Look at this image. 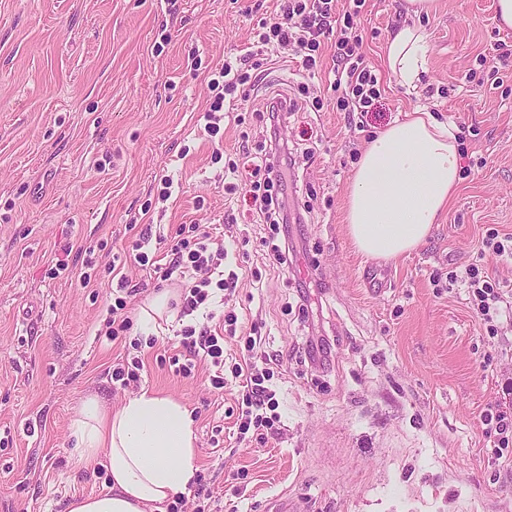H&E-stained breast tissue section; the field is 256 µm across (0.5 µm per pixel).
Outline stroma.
<instances>
[{"label": "stroma", "instance_id": "35a3bbf8", "mask_svg": "<svg viewBox=\"0 0 512 512\" xmlns=\"http://www.w3.org/2000/svg\"><path fill=\"white\" fill-rule=\"evenodd\" d=\"M494 2L437 0L422 21L427 70L411 91L385 63L402 0H366L354 24L381 90L367 116L337 110L326 39L309 83L324 106L290 113L283 130L301 151L294 187L306 213L289 226L298 251L281 267L269 254L283 236L258 223L248 192L226 191L213 155L256 153L255 111L270 91L298 96L297 57L260 75L244 123L225 120L223 140L203 130L211 73L257 50L258 24L276 18L279 0H0V512H67L73 498L103 492V466H73L70 418L86 396L116 407L141 387L190 410L212 512H268L283 493L305 512H512V458L497 455L483 423L498 402L512 411V259L478 253L487 228L512 235V30L496 26ZM417 110L454 123L460 189L422 246L369 259L346 234L348 183L374 134ZM163 175L173 179L164 202ZM181 224L208 227L238 275L224 297L238 317L225 371L242 362L249 334L283 357L268 383L278 433L239 435L238 381L218 394L207 363L191 378L175 373L179 331L202 324L198 313L142 348L139 385L112 380L142 336L107 340L112 279L137 285L131 317L157 286L112 258L141 233ZM60 258L67 271L50 277ZM476 259L509 303L494 336L465 285L448 282ZM310 279L312 313L299 299ZM313 336L331 344L316 367L305 356Z\"/></svg>", "mask_w": 512, "mask_h": 512}]
</instances>
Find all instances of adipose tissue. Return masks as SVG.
Returning <instances> with one entry per match:
<instances>
[{"label":"adipose tissue","instance_id":"1","mask_svg":"<svg viewBox=\"0 0 512 512\" xmlns=\"http://www.w3.org/2000/svg\"><path fill=\"white\" fill-rule=\"evenodd\" d=\"M428 35L398 24L388 37L391 73L416 87L424 72ZM460 182L455 128L425 112L388 125L363 149L350 180L347 234L370 259L389 261L421 246ZM77 467L104 463L111 486L73 500L68 512H155L187 491L198 466L189 412L170 397L142 390L110 409L82 399L69 425Z\"/></svg>","mask_w":512,"mask_h":512}]
</instances>
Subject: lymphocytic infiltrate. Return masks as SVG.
I'll return each instance as SVG.
<instances>
[{
	"mask_svg": "<svg viewBox=\"0 0 512 512\" xmlns=\"http://www.w3.org/2000/svg\"><path fill=\"white\" fill-rule=\"evenodd\" d=\"M352 5L344 14H337L336 0H280V14L275 21L261 22L259 41L261 49L254 55L241 58L239 65L224 63L216 78L210 79L208 87L214 97L204 113L205 130L217 136L224 120L225 102L247 100V88L256 81L259 73L266 71L274 56L282 50L293 49L301 59V67L315 73L322 65L321 43L323 34L336 33V54L333 66L334 79L330 88L336 94V108L345 112H367L381 95L375 73L364 63L358 49L363 37L353 26L366 0H351ZM299 99L282 97L281 94L266 95L259 113V120L268 132L267 139L259 148V156L253 162L249 178L244 183L257 207V214L264 223L284 225L288 222V198L285 187L288 176L295 165L288 148L278 136L283 113L297 110ZM148 238L142 237L132 244L134 260L140 266L152 267L156 280L172 279L181 284V313L188 316L216 297L218 292L232 289L233 278L225 277L219 262L223 248L215 247L209 231L199 224H182L171 236L166 263L159 264L150 258ZM449 281H462L468 286L471 304L488 334H496L494 319L498 315L500 300L495 282L485 275L478 264H470L459 272H449ZM182 345L189 358L178 364L179 375L191 376L196 367L195 357H203L212 365L224 363V339L207 328L184 326L181 330ZM280 358H265L263 365L246 363L233 370L235 378L241 379L244 396L243 408L238 415L240 433L270 431L278 429L279 403L267 386L274 366Z\"/></svg>",
	"mask_w": 512,
	"mask_h": 512,
	"instance_id": "lymphocytic-infiltrate-1",
	"label": "lymphocytic infiltrate"
}]
</instances>
